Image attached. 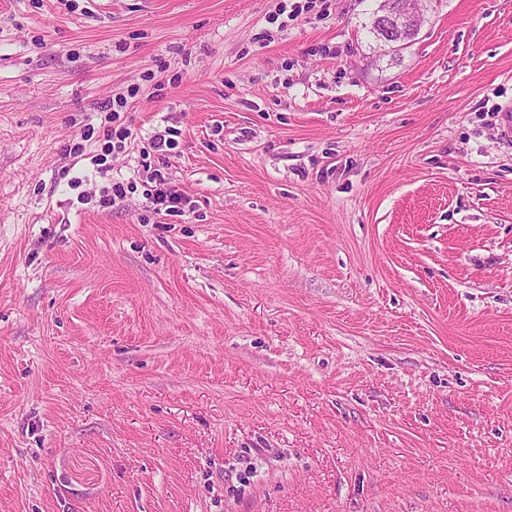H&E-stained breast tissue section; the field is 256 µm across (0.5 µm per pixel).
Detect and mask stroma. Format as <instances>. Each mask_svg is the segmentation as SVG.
Returning <instances> with one entry per match:
<instances>
[{"instance_id": "1", "label": "stroma", "mask_w": 512, "mask_h": 512, "mask_svg": "<svg viewBox=\"0 0 512 512\" xmlns=\"http://www.w3.org/2000/svg\"><path fill=\"white\" fill-rule=\"evenodd\" d=\"M293 2L0 0V512H512V0ZM402 1L382 0L373 22L378 40L392 51L405 46L421 27L420 15L404 9ZM370 32L377 38L373 30ZM105 140L101 144L100 150L91 156V161L96 166L95 173L105 175L111 169V164L108 163V157L112 158V153L115 150L126 151V145L130 139L131 144L132 133L130 129L122 123H118L116 127L108 125L105 130ZM150 179L154 184L153 189H147L146 196L149 203L153 206L155 212H179L182 210L186 200L172 187L166 172L159 168H154Z\"/></svg>"}]
</instances>
